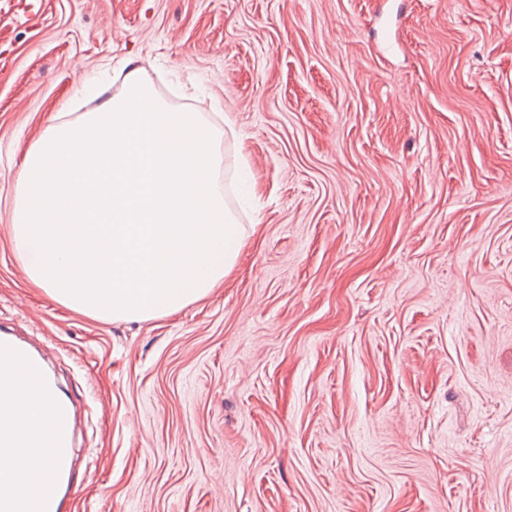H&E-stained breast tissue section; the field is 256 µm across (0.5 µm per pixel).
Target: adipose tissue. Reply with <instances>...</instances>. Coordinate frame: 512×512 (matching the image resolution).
Instances as JSON below:
<instances>
[{"label":"adipose tissue","instance_id":"1","mask_svg":"<svg viewBox=\"0 0 512 512\" xmlns=\"http://www.w3.org/2000/svg\"><path fill=\"white\" fill-rule=\"evenodd\" d=\"M53 408L27 382H20L12 399H0V431L12 433L16 446L0 469L19 473V480L0 482V493L24 500L30 508H37L38 500L55 479L51 464L36 449L34 442L42 438L44 426L52 419Z\"/></svg>","mask_w":512,"mask_h":512}]
</instances>
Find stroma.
<instances>
[{"label": "stroma", "mask_w": 512, "mask_h": 512, "mask_svg": "<svg viewBox=\"0 0 512 512\" xmlns=\"http://www.w3.org/2000/svg\"><path fill=\"white\" fill-rule=\"evenodd\" d=\"M132 68L228 115L248 233L106 322L30 287L10 187ZM0 325L88 406L66 512H512V0H0Z\"/></svg>", "instance_id": "1"}]
</instances>
